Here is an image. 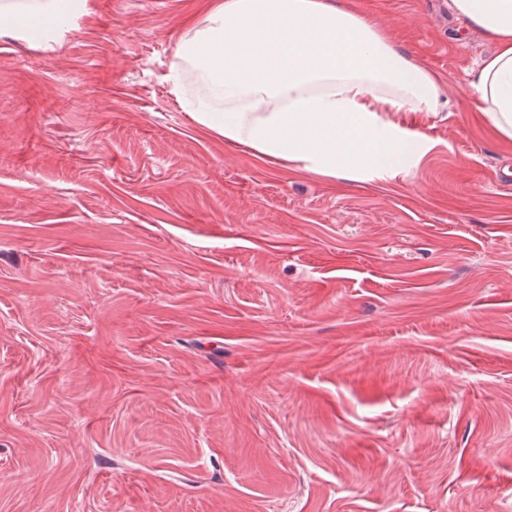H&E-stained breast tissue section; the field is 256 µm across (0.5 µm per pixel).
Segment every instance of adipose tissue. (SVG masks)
Returning a JSON list of instances; mask_svg holds the SVG:
<instances>
[{
  "instance_id": "obj_1",
  "label": "adipose tissue",
  "mask_w": 512,
  "mask_h": 512,
  "mask_svg": "<svg viewBox=\"0 0 512 512\" xmlns=\"http://www.w3.org/2000/svg\"><path fill=\"white\" fill-rule=\"evenodd\" d=\"M493 44L470 75L479 112L512 140V0H451ZM90 13L89 0H0V30L26 40ZM205 95L186 91L189 74ZM165 80L198 127L280 168L328 178H393L433 146L410 113L430 115L442 85L348 0H210L175 46Z\"/></svg>"
}]
</instances>
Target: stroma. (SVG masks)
<instances>
[{"instance_id":"35a3bbf8","label":"stroma","mask_w":512,"mask_h":512,"mask_svg":"<svg viewBox=\"0 0 512 512\" xmlns=\"http://www.w3.org/2000/svg\"><path fill=\"white\" fill-rule=\"evenodd\" d=\"M444 86L416 170L200 131L202 0L0 35V512H512V141L448 0H351Z\"/></svg>"}]
</instances>
